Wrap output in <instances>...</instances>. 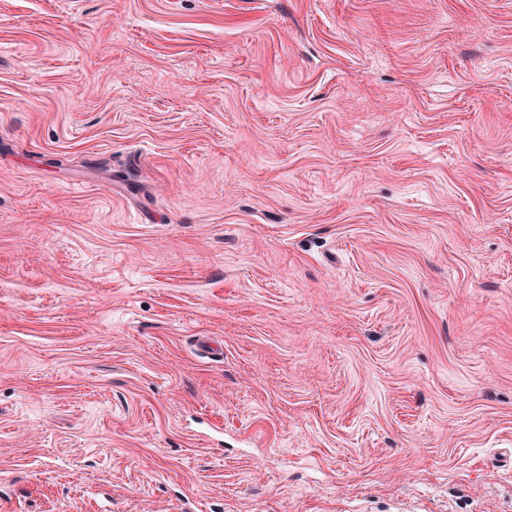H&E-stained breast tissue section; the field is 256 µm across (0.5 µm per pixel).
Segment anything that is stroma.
<instances>
[{"label":"stroma","instance_id":"35a3bbf8","mask_svg":"<svg viewBox=\"0 0 512 512\" xmlns=\"http://www.w3.org/2000/svg\"><path fill=\"white\" fill-rule=\"evenodd\" d=\"M0 512H512V0H0Z\"/></svg>","mask_w":512,"mask_h":512}]
</instances>
